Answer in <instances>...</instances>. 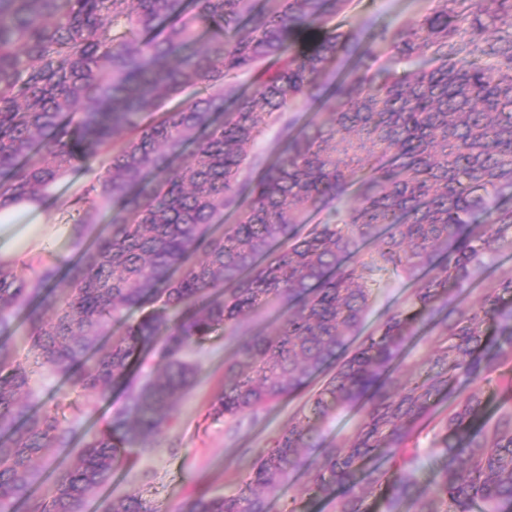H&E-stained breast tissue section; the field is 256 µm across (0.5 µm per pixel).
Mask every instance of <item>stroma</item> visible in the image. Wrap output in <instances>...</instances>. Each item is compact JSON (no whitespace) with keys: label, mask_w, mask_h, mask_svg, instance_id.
<instances>
[{"label":"stroma","mask_w":512,"mask_h":512,"mask_svg":"<svg viewBox=\"0 0 512 512\" xmlns=\"http://www.w3.org/2000/svg\"><path fill=\"white\" fill-rule=\"evenodd\" d=\"M431 5V0H353L335 24L339 31L358 34L372 21L396 25L416 20ZM411 292V283L383 275L374 290L365 333L374 332L389 310L406 306ZM235 346L220 331L190 345L186 359L197 373L192 388L178 398L175 420L154 440L151 451L114 472L111 482L87 502L85 512H101L105 500L133 493L142 495L153 512H178L197 494H234L245 486L258 448L277 436L291 417L305 412L307 398L270 405L257 417L238 422L210 416L209 404L224 384V363ZM33 387L46 409L57 410L71 423L78 443L102 428L124 404L116 390L87 410L83 398L68 391L59 372L35 375Z\"/></svg>","instance_id":"1"}]
</instances>
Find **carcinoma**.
<instances>
[{
  "label": "carcinoma",
  "mask_w": 512,
  "mask_h": 512,
  "mask_svg": "<svg viewBox=\"0 0 512 512\" xmlns=\"http://www.w3.org/2000/svg\"><path fill=\"white\" fill-rule=\"evenodd\" d=\"M350 2L0 0V208L25 198L49 216L57 185L89 176L66 201L74 260L24 275L0 259V512H83L175 418L196 374L181 355L218 328L239 340L217 418L334 370L310 414L258 449L244 489L183 512H267L306 448L321 449L306 490L333 512H368L377 493L383 512H512V271L450 303L512 249V0H436L415 22L368 24L409 66L379 80L359 73L358 36L330 26ZM340 54L348 73L323 81ZM308 107L326 119L287 115ZM274 116L278 153L250 154ZM387 273L416 284L409 306L348 354ZM268 309L281 312L270 331L243 327ZM20 314L26 366L9 345ZM418 323L431 353L404 371ZM152 349L160 367L139 383L132 364ZM40 370L93 406L115 385L125 399L47 497L34 464L75 430L29 401ZM477 382L500 396L493 415L473 390L429 447L412 443L433 398ZM349 409L362 413L349 445H327L313 418ZM103 512L152 508L122 496Z\"/></svg>",
  "instance_id": "1"
}]
</instances>
